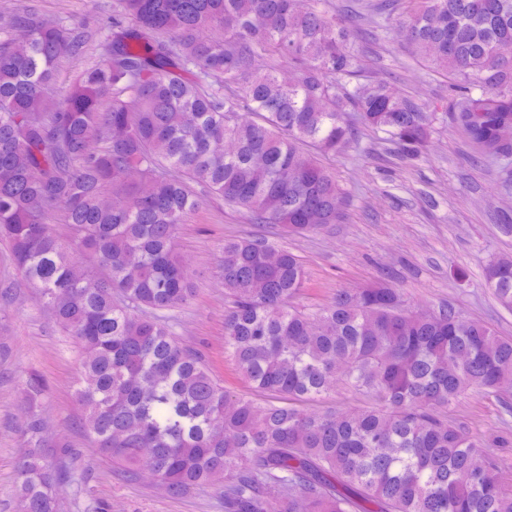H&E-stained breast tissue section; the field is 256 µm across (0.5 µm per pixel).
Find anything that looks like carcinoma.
<instances>
[{"mask_svg":"<svg viewBox=\"0 0 512 512\" xmlns=\"http://www.w3.org/2000/svg\"><path fill=\"white\" fill-rule=\"evenodd\" d=\"M399 31L454 80V125L477 157L512 161V0H410ZM332 0H116L112 45L86 28L17 14L0 38V239L81 352L82 428L128 481L153 471L172 496L224 474V512H512L499 448L448 421L465 394L512 387V338L448 304L414 314L398 288H341L309 310L305 271L262 238L219 246L224 353L258 404L224 387L159 316L187 305L196 272L175 253L209 196L255 224L315 235L345 219L332 174L304 146L342 153L345 115L401 157L428 147L437 108L363 67ZM209 26L224 37L203 36ZM81 65L57 84L62 61ZM237 149L224 154V141ZM66 224L62 241L53 225ZM512 311V258L484 269ZM345 387L373 404L288 405ZM44 381L28 377L15 461L20 512H58L70 443L46 437Z\"/></svg>","mask_w":512,"mask_h":512,"instance_id":"1","label":"carcinoma"}]
</instances>
